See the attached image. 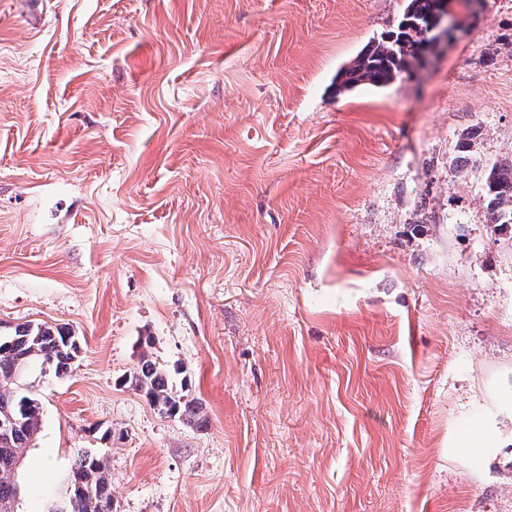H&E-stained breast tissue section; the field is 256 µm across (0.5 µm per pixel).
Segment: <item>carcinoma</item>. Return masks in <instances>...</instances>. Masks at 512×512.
I'll return each instance as SVG.
<instances>
[{
	"instance_id": "1",
	"label": "carcinoma",
	"mask_w": 512,
	"mask_h": 512,
	"mask_svg": "<svg viewBox=\"0 0 512 512\" xmlns=\"http://www.w3.org/2000/svg\"><path fill=\"white\" fill-rule=\"evenodd\" d=\"M441 0H405L397 29L379 41L371 42L336 74L339 92L360 85L386 87L414 72L429 46L431 30ZM490 222L512 224V159L489 166L483 187ZM81 351L78 337L64 326L30 322L0 331V421L13 419L9 439L0 442V512L16 507L19 488L11 479L12 464L24 455L36 438L42 420L39 400L17 378L18 365H45L57 377L70 373L73 360ZM125 383L142 393L158 412L194 421L201 407L184 399L173 389L170 372L150 361L137 365ZM86 489L84 495L66 491V496L51 512H113L111 478L99 456L89 451L77 453L67 487Z\"/></svg>"
}]
</instances>
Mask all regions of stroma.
Returning a JSON list of instances; mask_svg holds the SVG:
<instances>
[{"label": "stroma", "instance_id": "35a3bbf8", "mask_svg": "<svg viewBox=\"0 0 512 512\" xmlns=\"http://www.w3.org/2000/svg\"><path fill=\"white\" fill-rule=\"evenodd\" d=\"M403 0H0V330L33 369L17 512L79 449L115 512H512V0L336 91ZM149 360L202 405L160 414ZM183 374H174V366ZM488 200L487 211L491 224H512V159L496 161L489 166L483 187ZM170 376L166 369L150 361H143L125 377L124 382L142 393L148 403L161 414L178 416L191 423L199 416L201 407L193 400H184V395L174 391Z\"/></svg>", "mask_w": 512, "mask_h": 512}]
</instances>
